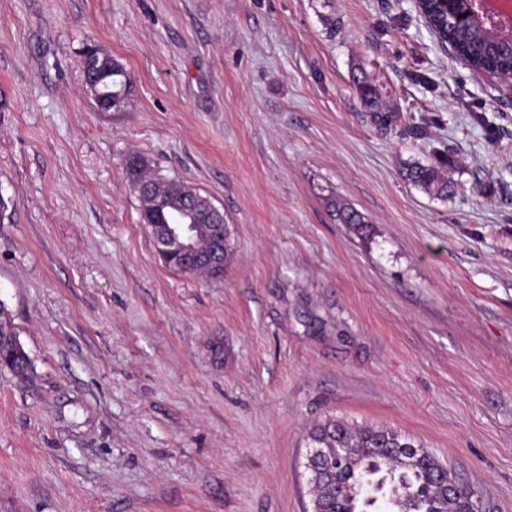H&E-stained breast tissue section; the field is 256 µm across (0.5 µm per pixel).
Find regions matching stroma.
I'll return each mask as SVG.
<instances>
[{
	"label": "stroma",
	"instance_id": "35a3bbf8",
	"mask_svg": "<svg viewBox=\"0 0 512 512\" xmlns=\"http://www.w3.org/2000/svg\"><path fill=\"white\" fill-rule=\"evenodd\" d=\"M133 152L223 210L221 279L159 259ZM415 162L451 163L448 199ZM0 200L33 370L0 369V512H310L329 418L512 512V104L413 0H0ZM103 65L106 68H112V73H108L104 70L96 71L95 69L90 68L87 64H84V60H82V75L84 77L85 85L93 82L97 92L100 90L103 92L112 90V98L101 97L115 101L112 111H121L126 103L130 77L124 67L114 59L108 58ZM126 77L128 79H126ZM85 89L90 93L93 91V89L87 85L85 86ZM404 177L440 199H448V178L433 166L413 163L405 168ZM332 206L342 224H350L352 229L362 238L367 239L371 236V225L366 224L357 211L347 206H336V203H332Z\"/></svg>",
	"mask_w": 512,
	"mask_h": 512
}]
</instances>
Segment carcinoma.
Returning a JSON list of instances; mask_svg holds the SVG:
<instances>
[{
	"instance_id": "obj_1",
	"label": "carcinoma",
	"mask_w": 512,
	"mask_h": 512,
	"mask_svg": "<svg viewBox=\"0 0 512 512\" xmlns=\"http://www.w3.org/2000/svg\"><path fill=\"white\" fill-rule=\"evenodd\" d=\"M468 10V0L424 2V12L435 37L446 40L473 70L508 80L512 77V54L502 53L498 47L509 43V40L484 31L479 23L468 27L455 23V17ZM104 66L112 72L82 65L84 82L94 83L98 91H112L113 108H122L130 84L128 74L111 58ZM125 173L129 185L141 199V220L151 225L152 239H157L161 232L163 214L189 210L195 217L201 249L206 253L213 249L211 225L224 222V212L209 195L176 178L151 170L147 160L137 154L126 159ZM404 177L440 199L448 198V178L436 167L413 163L405 168ZM333 210L340 222L351 225L359 236L365 239L371 236V225L365 223L357 211L336 205ZM15 336L9 313L0 303V366L26 379L31 367L27 365L25 356L10 346ZM309 442L324 449L327 456L337 448L350 449L347 463L338 473L328 480L314 477L309 481L312 503L319 505L322 512H368L379 495L387 498L393 512H425L427 505L440 494L434 473L442 463L426 449L414 461H407L397 449L418 448L420 444L398 430L353 426L330 418L310 431Z\"/></svg>"
}]
</instances>
